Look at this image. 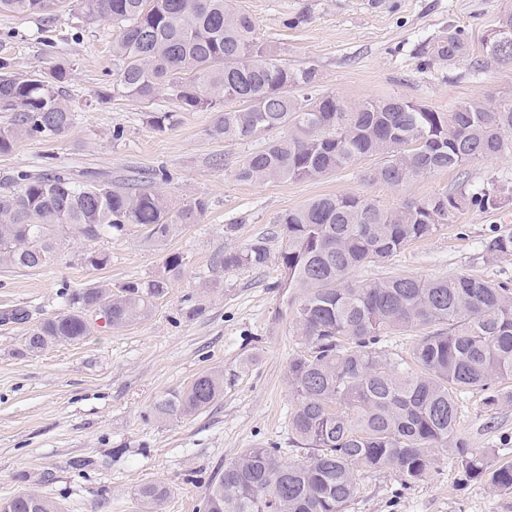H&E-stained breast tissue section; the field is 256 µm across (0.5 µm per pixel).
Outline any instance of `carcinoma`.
<instances>
[{
    "mask_svg": "<svg viewBox=\"0 0 512 512\" xmlns=\"http://www.w3.org/2000/svg\"><path fill=\"white\" fill-rule=\"evenodd\" d=\"M64 0H0V11L26 15L56 12ZM83 21H112L116 66L113 93L142 103L165 92L185 112H217L211 135L252 142L261 133L286 134L244 155L235 172L246 182L314 180L366 157L379 163L369 179L392 187L435 172L461 169L512 152V99H479L438 112L389 96L361 103L318 93L317 70L293 69L277 49L260 40L248 14L229 0H79ZM457 32L431 47L443 61L465 55ZM65 66L49 77H19L0 57V154L27 138L54 141L74 125L75 112L61 85ZM234 102L235 109L225 108ZM163 130L176 112H151ZM160 169L137 184L65 171L38 176L16 173L14 191L0 194V260L36 269L59 248L70 229L94 242L141 228L143 239L163 245L182 226L197 224L206 203L177 211L154 188ZM512 186L489 180L428 196L395 209L368 197L324 195L274 217L284 247L279 252L281 287L290 294L293 322L303 349L289 362L296 407L288 419L289 444L300 458L286 462L279 448L241 451L219 470L202 499L203 512H345L359 492L362 471L395 468L404 485L431 476L434 455L454 456L460 476L512 493V464L489 448H471L458 432V396L512 383V288L467 273L441 278L392 276L353 279L352 271L385 260L407 244L454 224L468 208H499ZM493 257L512 256V232L481 242ZM269 241L258 237L224 253L215 266L226 271L264 265ZM185 266L172 253L163 272L119 286L97 282L65 294L66 311L41 322L26 351L51 343L73 344L90 335L87 313L100 312L114 328L147 316ZM419 330L409 370L382 347L389 334ZM224 396V372L207 370L158 400L157 415L192 416ZM168 493L162 483L138 490L144 512H158ZM0 512H59L34 492L0 502Z\"/></svg>",
    "mask_w": 512,
    "mask_h": 512,
    "instance_id": "carcinoma-1",
    "label": "carcinoma"
}]
</instances>
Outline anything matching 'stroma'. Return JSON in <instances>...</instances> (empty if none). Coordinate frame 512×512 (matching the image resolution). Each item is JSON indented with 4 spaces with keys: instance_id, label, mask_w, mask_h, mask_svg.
Instances as JSON below:
<instances>
[{
    "instance_id": "1",
    "label": "stroma",
    "mask_w": 512,
    "mask_h": 512,
    "mask_svg": "<svg viewBox=\"0 0 512 512\" xmlns=\"http://www.w3.org/2000/svg\"><path fill=\"white\" fill-rule=\"evenodd\" d=\"M252 16L260 40L274 45L289 67H314L319 90L349 102L398 95L440 111L459 102L512 96V66L484 49L512 0H232ZM463 34L466 57L424 62L421 54L448 32ZM111 23L86 24L76 0L53 16L0 12V57L19 76L69 67L64 95L75 114L69 133L54 142L29 138L0 155V182L18 171L64 170L78 178L132 183L161 168L157 183L174 207L202 200L199 223L183 226L165 245L150 248L138 227L91 243L69 231L56 257L39 269L0 263V312L23 308L28 318L0 323V502L34 490L63 512H142L137 489L160 482L168 495L161 512H198L218 469L243 449L262 443L289 450L294 399L288 365L295 334L277 256L282 242L272 219L315 197L367 196L388 209L408 200L489 178L512 182V154L442 171L394 188L369 181L372 158L315 180L238 181L235 170L249 147L209 134L215 115L183 112L172 128L156 130L148 112L175 104L160 95L144 104L112 94ZM121 137H114V130ZM512 218L500 209L469 208L457 222L411 243L388 259L354 271L357 279L406 274L422 278L463 272L512 282V256L485 255L481 241ZM235 225L225 233V225ZM266 236L272 256L262 267L216 268L224 252ZM109 262L96 270L82 260L89 249ZM185 258L182 275L150 314L114 329L90 313L92 332L74 344L38 353L25 339L44 318L62 311V295L93 281L119 286L162 270L168 254ZM224 373V395L198 414L160 419L154 403L201 372ZM458 427L472 447L491 448L512 461V396L492 408L480 391L462 394ZM433 477L404 487L398 471L366 472L345 512H512V494L463 482L448 454Z\"/></svg>"
}]
</instances>
